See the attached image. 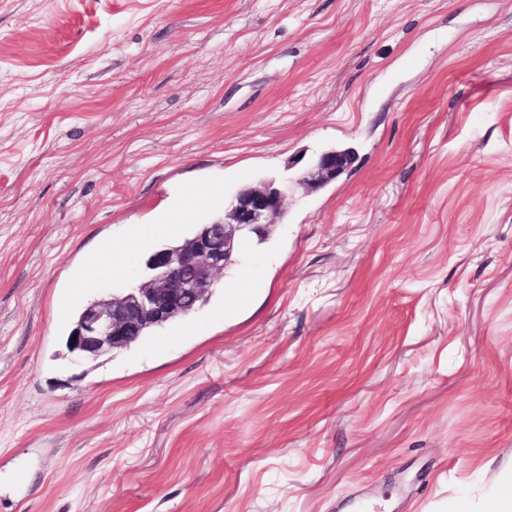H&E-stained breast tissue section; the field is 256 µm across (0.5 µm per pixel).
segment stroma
<instances>
[{
    "label": "stroma",
    "instance_id": "35a3bbf8",
    "mask_svg": "<svg viewBox=\"0 0 512 512\" xmlns=\"http://www.w3.org/2000/svg\"><path fill=\"white\" fill-rule=\"evenodd\" d=\"M266 285L84 362L193 182ZM142 245L131 250L132 237ZM122 251L112 275L99 255ZM512 486V0H0V512H491ZM353 157L349 151L328 150L318 155L309 171L302 174V181L326 184L348 171Z\"/></svg>",
    "mask_w": 512,
    "mask_h": 512
}]
</instances>
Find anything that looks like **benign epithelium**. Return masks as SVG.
Masks as SVG:
<instances>
[{"mask_svg": "<svg viewBox=\"0 0 512 512\" xmlns=\"http://www.w3.org/2000/svg\"><path fill=\"white\" fill-rule=\"evenodd\" d=\"M352 160L348 151H324L301 180L329 183L347 172ZM284 198L285 190L272 182L240 189L230 208L201 225L187 244L154 251L134 286L88 304L69 334V351L94 361L126 349L147 327L196 311L211 296L230 256L269 238L268 218L282 211Z\"/></svg>", "mask_w": 512, "mask_h": 512, "instance_id": "obj_1", "label": "benign epithelium"}]
</instances>
